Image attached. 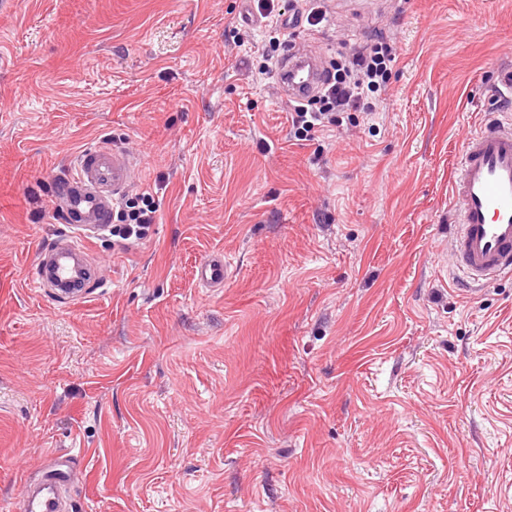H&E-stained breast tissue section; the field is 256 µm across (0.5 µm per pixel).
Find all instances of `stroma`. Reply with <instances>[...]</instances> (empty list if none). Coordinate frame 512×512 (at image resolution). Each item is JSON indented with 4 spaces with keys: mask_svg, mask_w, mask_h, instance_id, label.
<instances>
[{
    "mask_svg": "<svg viewBox=\"0 0 512 512\" xmlns=\"http://www.w3.org/2000/svg\"><path fill=\"white\" fill-rule=\"evenodd\" d=\"M323 60L384 37L374 114L295 138L254 0H11L0 11V512L77 458V512H512V276L467 289L450 173L501 112L512 0H322ZM135 164L146 239L68 233L86 147ZM224 252L221 290L196 267Z\"/></svg>",
    "mask_w": 512,
    "mask_h": 512,
    "instance_id": "obj_1",
    "label": "stroma"
}]
</instances>
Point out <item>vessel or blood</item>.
Listing matches in <instances>:
<instances>
[{
	"label": "vessel or blood",
	"instance_id": "1",
	"mask_svg": "<svg viewBox=\"0 0 512 512\" xmlns=\"http://www.w3.org/2000/svg\"><path fill=\"white\" fill-rule=\"evenodd\" d=\"M316 57L290 52L281 64L277 82L290 100L311 95L320 82ZM131 161L121 150L85 148L65 177L68 217L76 225L67 239L42 249L36 265V288L53 287L49 275L59 262L81 260L90 240L108 230L112 211L129 184ZM457 200V229L453 236L455 268L467 281L490 282L512 274V124L490 120L483 129L465 136L452 174ZM224 253H210L197 267L200 286L224 285ZM74 463L69 454L53 455L40 482L23 481L20 512H74L68 483Z\"/></svg>",
	"mask_w": 512,
	"mask_h": 512
}]
</instances>
